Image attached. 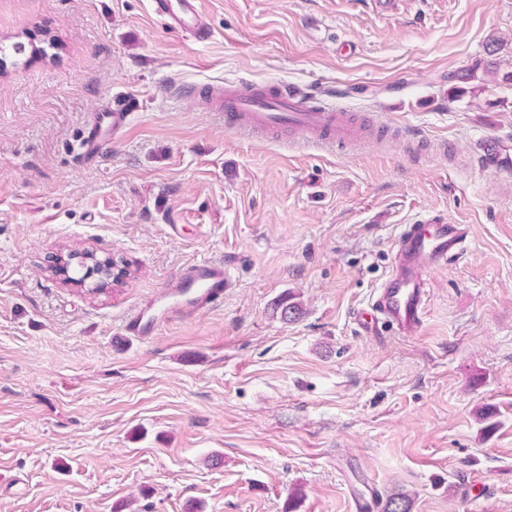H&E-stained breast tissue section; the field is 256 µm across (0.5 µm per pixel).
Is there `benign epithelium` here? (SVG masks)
I'll list each match as a JSON object with an SVG mask.
<instances>
[{"label": "benign epithelium", "mask_w": 512, "mask_h": 512, "mask_svg": "<svg viewBox=\"0 0 512 512\" xmlns=\"http://www.w3.org/2000/svg\"><path fill=\"white\" fill-rule=\"evenodd\" d=\"M116 261L101 258L92 251L84 253H56L52 256L51 269L88 294H97L110 284L119 282L121 273L115 270Z\"/></svg>", "instance_id": "7a95c632"}]
</instances>
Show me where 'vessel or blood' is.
I'll return each instance as SVG.
<instances>
[{
    "label": "vessel or blood",
    "instance_id": "1",
    "mask_svg": "<svg viewBox=\"0 0 512 512\" xmlns=\"http://www.w3.org/2000/svg\"><path fill=\"white\" fill-rule=\"evenodd\" d=\"M204 0H154L156 14L172 30L196 42L207 41L210 29L203 20ZM204 100L223 113L229 130L245 129L257 135L286 130L339 147L355 144L362 130L350 114L327 102H315L291 90L270 89L247 83L209 86ZM138 99L114 96L92 114L79 143L84 161L94 162L103 148L121 139L130 115L139 109ZM467 227L434 215L421 224L404 225L399 233L389 275L382 282L371 308L360 314L366 329L387 323L412 336L420 330L429 293L430 271L447 265L458 255ZM229 280L220 261H204L184 268L158 299L136 309L125 321L126 335L148 340L163 324L182 320L224 301Z\"/></svg>",
    "mask_w": 512,
    "mask_h": 512
}]
</instances>
